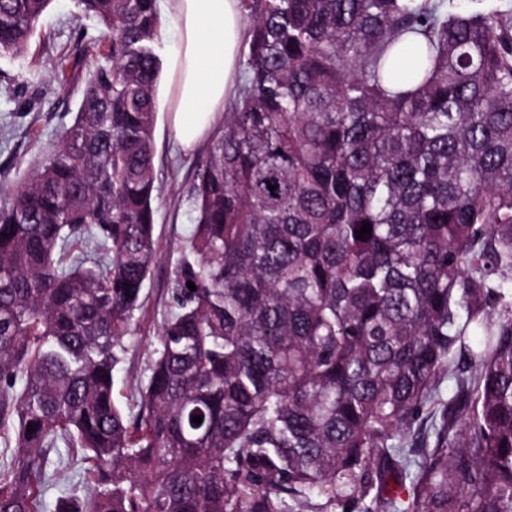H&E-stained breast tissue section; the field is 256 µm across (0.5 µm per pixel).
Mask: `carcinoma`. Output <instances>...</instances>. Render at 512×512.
Instances as JSON below:
<instances>
[{
	"label": "carcinoma",
	"mask_w": 512,
	"mask_h": 512,
	"mask_svg": "<svg viewBox=\"0 0 512 512\" xmlns=\"http://www.w3.org/2000/svg\"><path fill=\"white\" fill-rule=\"evenodd\" d=\"M52 2L0 0V57ZM241 3V82L128 418L162 21L77 0L112 42L51 154L0 187V512H43L61 442L92 490L57 512H512V7ZM81 239L100 256L64 265Z\"/></svg>",
	"instance_id": "carcinoma-1"
}]
</instances>
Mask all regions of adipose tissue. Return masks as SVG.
Returning a JSON list of instances; mask_svg holds the SVG:
<instances>
[{"label": "adipose tissue", "instance_id": "1", "mask_svg": "<svg viewBox=\"0 0 512 512\" xmlns=\"http://www.w3.org/2000/svg\"><path fill=\"white\" fill-rule=\"evenodd\" d=\"M179 24L180 45L169 55L170 122L188 149L207 135L239 79L243 36L240 0H164Z\"/></svg>", "mask_w": 512, "mask_h": 512}]
</instances>
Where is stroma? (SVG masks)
Returning a JSON list of instances; mask_svg holds the SVG:
<instances>
[{"label": "stroma", "instance_id": "1", "mask_svg": "<svg viewBox=\"0 0 512 512\" xmlns=\"http://www.w3.org/2000/svg\"><path fill=\"white\" fill-rule=\"evenodd\" d=\"M111 40L99 22L83 15L75 0H53L41 19L24 57L0 58V181L21 179L28 168L41 162L59 134L69 125L81 101L83 85L72 78L74 61L91 62ZM208 143L185 152L176 143L169 124L165 95L157 97L155 128V236L158 262L144 289L126 352L115 374L113 397L125 415L139 412L136 387L146 383L164 322L174 313L171 288L182 248L194 226L187 200L195 165L205 156ZM62 466L50 481L44 512H55L58 497L75 491L86 493L82 462L59 446Z\"/></svg>", "mask_w": 512, "mask_h": 512}]
</instances>
